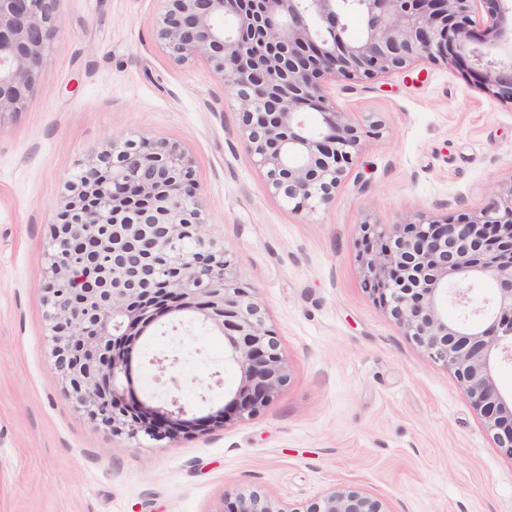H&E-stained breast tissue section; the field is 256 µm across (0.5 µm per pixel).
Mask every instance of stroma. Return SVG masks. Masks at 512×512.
<instances>
[{
  "instance_id": "obj_1",
  "label": "stroma",
  "mask_w": 512,
  "mask_h": 512,
  "mask_svg": "<svg viewBox=\"0 0 512 512\" xmlns=\"http://www.w3.org/2000/svg\"><path fill=\"white\" fill-rule=\"evenodd\" d=\"M161 0H64L36 83L0 114V512H224L257 490L304 512L353 487L387 512H512V459L451 371L363 285L367 224L440 220L512 188V106L462 71L422 60L373 80H328L361 128L325 210L302 216L247 152L236 104L207 63H174ZM168 141L192 158L202 216L232 277L256 291L289 383L259 414L155 442L94 421L56 370L43 285L70 187L113 137ZM180 337L181 401L203 416L240 379L224 338L162 318L133 360ZM223 386L210 388L213 376Z\"/></svg>"
}]
</instances>
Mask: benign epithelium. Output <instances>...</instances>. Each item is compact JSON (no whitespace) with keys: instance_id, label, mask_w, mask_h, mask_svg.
I'll list each match as a JSON object with an SVG mask.
<instances>
[{"instance_id":"obj_1","label":"benign epithelium","mask_w":512,"mask_h":512,"mask_svg":"<svg viewBox=\"0 0 512 512\" xmlns=\"http://www.w3.org/2000/svg\"><path fill=\"white\" fill-rule=\"evenodd\" d=\"M61 0H0V112L18 111L59 30ZM160 35L174 61L201 57L239 105L247 151L297 213L328 207L350 172L360 132L329 102L328 77L370 79L426 58L466 72L512 103V0H163ZM480 3L487 26L472 19ZM355 19L357 33L348 32ZM317 114L315 127L306 121ZM81 197L54 225L45 284L55 366L75 401L115 433L173 439L250 418L289 373L254 290L228 276L201 217L192 161L164 142L112 138L83 172ZM366 290L429 358L448 368L500 452L512 458V393L494 374L512 362V189L479 211L426 222L366 224L357 243ZM491 286L482 306L472 293ZM457 314L448 315V307ZM185 316L224 336L240 373L224 406L189 415L180 356L150 360L155 392L136 394L135 345L160 318ZM225 512H282L251 491ZM305 512H387L356 489L329 491Z\"/></svg>"}]
</instances>
